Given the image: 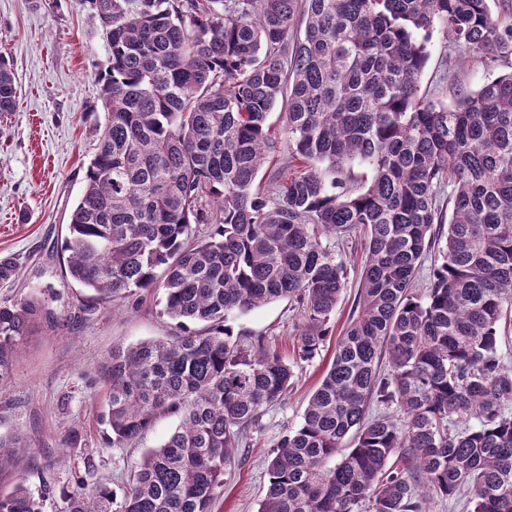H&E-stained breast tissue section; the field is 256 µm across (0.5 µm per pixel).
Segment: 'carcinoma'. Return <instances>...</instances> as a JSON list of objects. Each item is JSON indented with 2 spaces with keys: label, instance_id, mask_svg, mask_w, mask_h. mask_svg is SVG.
I'll list each match as a JSON object with an SVG mask.
<instances>
[{
  "label": "carcinoma",
  "instance_id": "obj_1",
  "mask_svg": "<svg viewBox=\"0 0 512 512\" xmlns=\"http://www.w3.org/2000/svg\"><path fill=\"white\" fill-rule=\"evenodd\" d=\"M491 2L81 0L106 41V117L66 274L102 303L158 288L175 321L101 364L104 445L180 424L121 491L78 481L67 512H214L235 449L319 356L347 287L336 244L358 231V315L272 451L258 512H512V71L449 105L418 85L437 27L488 66L512 50ZM16 94L0 56V114ZM281 151L300 169L269 192L258 173ZM278 299L301 317L291 363L232 327ZM58 320L46 298L0 299V380L32 325ZM19 448L0 435V469ZM0 512L42 510L20 485Z\"/></svg>",
  "mask_w": 512,
  "mask_h": 512
}]
</instances>
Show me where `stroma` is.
<instances>
[{"label": "stroma", "instance_id": "35a3bbf8", "mask_svg": "<svg viewBox=\"0 0 512 512\" xmlns=\"http://www.w3.org/2000/svg\"><path fill=\"white\" fill-rule=\"evenodd\" d=\"M421 73V93L451 101L455 83L478 88L512 71V62L487 68L434 31ZM0 56L16 78L14 112L0 115V259L20 261L16 282L0 284V298H29L53 291L62 321L39 325L20 343L10 374L0 381V434L18 438L24 453L0 472V492L26 486L42 512H65L78 480L121 488L143 449L160 446L178 424L160 418L139 444L103 448L98 365L113 346L168 335L174 323L162 295L143 291L114 303L87 301L65 274L62 248L69 216L104 124L94 67L105 64L106 47L97 18L80 0H0ZM360 242L343 260L350 269L319 356L298 370L286 397L267 408L248 446L239 448L224 474L215 512H257L267 485V459L282 434L295 427L336 352L357 301ZM301 319L285 300L237 315L244 339L290 355ZM76 447H65L71 433Z\"/></svg>", "mask_w": 512, "mask_h": 512}]
</instances>
